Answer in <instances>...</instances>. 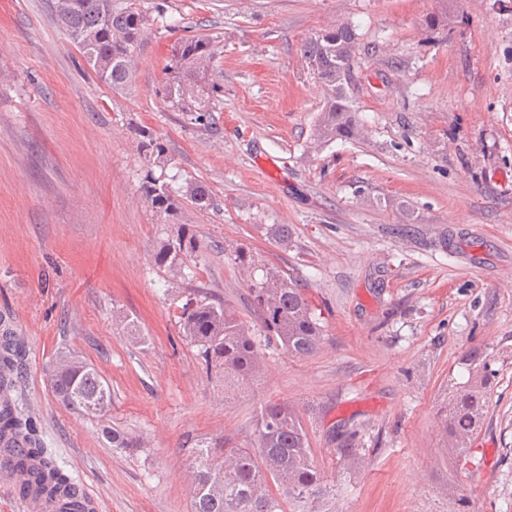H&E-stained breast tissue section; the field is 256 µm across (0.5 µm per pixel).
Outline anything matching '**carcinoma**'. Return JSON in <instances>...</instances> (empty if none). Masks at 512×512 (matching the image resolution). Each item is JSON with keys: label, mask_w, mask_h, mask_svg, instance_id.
Returning <instances> with one entry per match:
<instances>
[{"label": "carcinoma", "mask_w": 512, "mask_h": 512, "mask_svg": "<svg viewBox=\"0 0 512 512\" xmlns=\"http://www.w3.org/2000/svg\"><path fill=\"white\" fill-rule=\"evenodd\" d=\"M54 0L59 26L78 45L97 79L113 91L124 90L133 75L134 53L147 29L166 22V7L153 0ZM356 33L340 23L310 38L303 45L313 77L325 104L315 125L319 139L328 142L359 135L361 123L348 104L347 78L357 64ZM217 56L214 40L186 37L172 47L168 77L159 88L163 101L205 126L214 123L215 93L208 83ZM139 154L146 161L165 158L164 145L150 135L142 136ZM141 189L146 202L159 215L177 212L184 196L199 207L213 205L209 192L188 183L178 192L147 171ZM195 239L180 232L167 239L154 257L156 264L175 275L182 274L183 257L197 251ZM233 262L246 273V286L257 327L242 322L224 303L202 288H188L178 306L180 335L198 348L203 370L224 381V392L249 386L262 369V347L280 346L291 354L308 356L320 346L323 326L299 280L265 262L248 247L233 251ZM494 370L480 367L474 380L454 393L448 402L444 429L448 452L461 457L467 441L482 424ZM50 385L62 405L84 417H102L112 402L108 383L91 364L67 351L52 367ZM257 447L226 448L224 441L205 446L194 459L191 512H286V504L314 501L326 492L324 475L311 459L304 421L286 402L267 403L256 424ZM24 438L28 455L42 460L39 479L51 481L50 491H75L79 483L48 451L33 420L15 404L0 411V434ZM112 446L136 450L143 443L117 429H103Z\"/></svg>", "instance_id": "cac0c4a2"}]
</instances>
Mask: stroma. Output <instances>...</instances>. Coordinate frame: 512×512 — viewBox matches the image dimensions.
Here are the masks:
<instances>
[{
	"label": "stroma",
	"instance_id": "35a3bbf8",
	"mask_svg": "<svg viewBox=\"0 0 512 512\" xmlns=\"http://www.w3.org/2000/svg\"><path fill=\"white\" fill-rule=\"evenodd\" d=\"M52 3L0 0V315L16 324L20 405L101 512H191L196 444L253 447L275 401L304 419L329 488L319 512H512V0H167L173 29L147 32L120 93ZM340 23L356 29L347 96L364 130L319 145L301 48ZM193 35L221 47L208 127L156 94ZM143 130L167 149L155 176L215 206L152 210ZM180 231L200 243L191 281L154 262ZM236 244L300 280L324 340L307 357L267 348L253 387L228 396L176 309L194 284L253 322ZM64 348L108 382L105 416L55 397ZM484 362L496 378L465 464L443 423ZM106 426L143 448L113 447ZM353 430L357 463L339 451Z\"/></svg>",
	"mask_w": 512,
	"mask_h": 512
}]
</instances>
